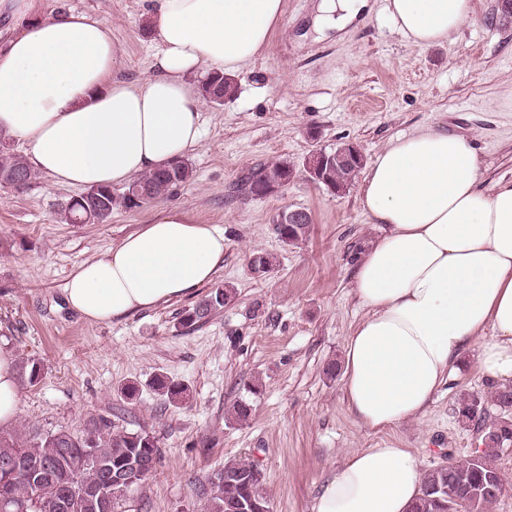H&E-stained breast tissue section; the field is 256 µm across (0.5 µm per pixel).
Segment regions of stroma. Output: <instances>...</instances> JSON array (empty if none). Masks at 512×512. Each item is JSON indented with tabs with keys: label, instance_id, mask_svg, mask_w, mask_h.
<instances>
[{
	"label": "stroma",
	"instance_id": "obj_1",
	"mask_svg": "<svg viewBox=\"0 0 512 512\" xmlns=\"http://www.w3.org/2000/svg\"><path fill=\"white\" fill-rule=\"evenodd\" d=\"M476 2V16L448 40L419 48L397 30L386 0H370V12L341 32L323 28L320 0H285L267 51L234 74L235 96L204 103L203 139L186 157L193 176L167 200L224 230L214 282L234 298L195 325L180 323L195 295L100 323L65 300L73 268L137 230L158 203L70 224L62 208L79 188L41 174L21 190L0 185V346L42 366L39 383L21 388L19 423L77 433L102 416L159 439L157 469L115 512H201L208 478L234 458L259 465L270 512H313L324 480L351 452L409 448L427 471L480 449L454 413L461 394L487 399L496 389L471 352L420 418L373 431L351 413L343 374L326 368L343 364L346 339L367 314L353 294L354 270L363 243L384 227L364 212L360 184L337 195L304 171L313 150L351 144L370 162L392 139L435 127L470 137L482 188L512 182V30L492 24L497 0ZM148 6L41 4L47 15L74 10L105 21L127 81L150 76L160 48ZM278 160L295 169L287 187L261 198L236 193L250 169ZM299 208L311 214L310 232L283 245L274 221ZM256 252L272 260L267 276L249 268ZM158 375L185 384L187 399L165 402L151 387ZM129 384L140 389L132 400L122 394ZM244 398L253 411L241 422L233 407Z\"/></svg>",
	"mask_w": 512,
	"mask_h": 512
}]
</instances>
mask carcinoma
<instances>
[{
    "label": "carcinoma",
    "instance_id": "cac0c4a2",
    "mask_svg": "<svg viewBox=\"0 0 512 512\" xmlns=\"http://www.w3.org/2000/svg\"><path fill=\"white\" fill-rule=\"evenodd\" d=\"M201 96L213 104L234 97V83L221 73L209 74L199 86ZM352 147L339 146L327 152L328 161L321 185L336 193L348 190L363 162L349 161ZM17 171L24 174L20 189L34 176L27 159L0 140V175ZM192 177V169L178 160L163 170L134 178L125 190L116 194L112 188L98 187L100 198L83 203L75 198L64 207L70 224L103 223L117 206L136 209L155 200L169 197ZM290 177L286 162H270L252 168L242 179L239 191L249 196H263L280 187ZM311 223L290 224L287 212L276 220L275 230L286 245L307 236ZM233 298L222 286L187 312L181 323L192 325L208 318ZM19 375L30 386L42 377L36 360L19 362ZM153 389L171 403L187 396V387L178 381L158 377ZM496 412H491L489 406ZM455 414L459 421L473 424L479 433L482 450L427 471L423 476L421 496L412 512H448L450 496L462 501L463 512H487L504 488L503 479L494 468L493 457L512 447V388L498 389L491 402L474 393L457 399ZM8 460L13 468H0V503L20 504L25 512H114V502L121 494L109 491V480L118 473L124 477V492L140 487L161 460L157 437L142 429L126 432L104 419L91 418L83 431H44L34 425L18 429H0V462ZM248 505V512H270V496L258 464L249 460L230 459L209 482L203 512H237Z\"/></svg>",
    "mask_w": 512,
    "mask_h": 512
}]
</instances>
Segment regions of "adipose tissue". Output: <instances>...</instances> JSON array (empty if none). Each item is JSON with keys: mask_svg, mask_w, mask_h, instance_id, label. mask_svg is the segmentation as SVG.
Listing matches in <instances>:
<instances>
[{"mask_svg": "<svg viewBox=\"0 0 512 512\" xmlns=\"http://www.w3.org/2000/svg\"><path fill=\"white\" fill-rule=\"evenodd\" d=\"M13 20L0 42V132L22 141L34 171L60 185H120L197 148L202 99L193 79L256 60L284 0H150L161 48L152 74L119 78L120 51L101 19L43 15L39 0H0ZM410 42L447 40L473 0H387ZM361 204L385 233L353 278L366 317L346 340L344 393L367 428L422 416L463 353L480 374L512 381V182L486 191L468 137L434 128L391 141L368 168ZM224 264V231L176 207L82 262L65 299L84 320L110 321L193 295ZM13 353L0 347V427L19 418ZM423 472L408 448L350 453L314 512H411Z\"/></svg>", "mask_w": 512, "mask_h": 512, "instance_id": "obj_1", "label": "adipose tissue"}]
</instances>
